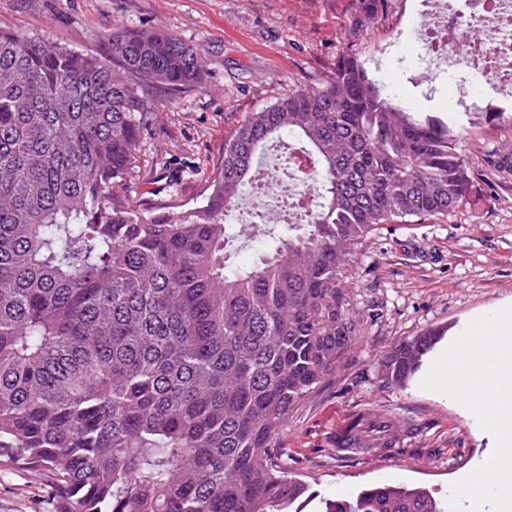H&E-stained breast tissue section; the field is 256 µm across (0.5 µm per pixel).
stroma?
I'll list each match as a JSON object with an SVG mask.
<instances>
[{
  "mask_svg": "<svg viewBox=\"0 0 512 512\" xmlns=\"http://www.w3.org/2000/svg\"><path fill=\"white\" fill-rule=\"evenodd\" d=\"M415 0H0V28L107 55L113 26L162 31L198 47L201 87L150 90L155 107L139 142L140 164L119 193L142 208L193 206L229 132L291 91L327 80L353 55L396 101L465 127L467 203L452 215L387 224L356 245L343 272L356 339L347 361L289 415L280 456L318 495L331 498L385 482L448 495L492 446L466 408L422 389L384 382L392 347L431 328L461 334L473 318L512 304V111L470 123L448 109L458 83L482 77L444 66L419 77ZM394 419L397 448H341L354 415ZM0 512H57L43 476L0 468Z\"/></svg>",
  "mask_w": 512,
  "mask_h": 512,
  "instance_id": "1",
  "label": "stroma"
}]
</instances>
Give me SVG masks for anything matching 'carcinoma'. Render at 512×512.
<instances>
[{"mask_svg":"<svg viewBox=\"0 0 512 512\" xmlns=\"http://www.w3.org/2000/svg\"><path fill=\"white\" fill-rule=\"evenodd\" d=\"M204 79L197 49L163 32L115 26L102 56L0 28V467L39 472L59 512H303L316 495L274 449L355 340L348 251L382 224L466 204V129L395 103L349 55L238 123L204 203L123 202L147 89ZM283 134L321 173L311 220L229 232L259 151ZM246 237L263 251L239 267ZM440 340L394 347L385 379L405 385ZM340 440L397 448L401 435L360 415ZM320 504L448 509L390 483Z\"/></svg>","mask_w":512,"mask_h":512,"instance_id":"1","label":"carcinoma"}]
</instances>
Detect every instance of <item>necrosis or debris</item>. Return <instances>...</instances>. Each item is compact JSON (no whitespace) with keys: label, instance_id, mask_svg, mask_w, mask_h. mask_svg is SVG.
Wrapping results in <instances>:
<instances>
[{"label":"necrosis or debris","instance_id":"necrosis-or-debris-1","mask_svg":"<svg viewBox=\"0 0 512 512\" xmlns=\"http://www.w3.org/2000/svg\"><path fill=\"white\" fill-rule=\"evenodd\" d=\"M420 41L430 65H456L463 72H478L491 83L490 91L474 97L465 85L452 88V111H483L493 102H512V0H421ZM464 36H456L459 23Z\"/></svg>","mask_w":512,"mask_h":512}]
</instances>
